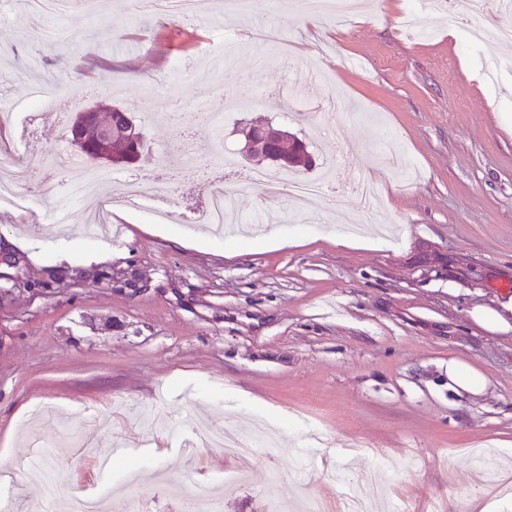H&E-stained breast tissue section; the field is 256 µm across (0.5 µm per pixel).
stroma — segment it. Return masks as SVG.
I'll return each mask as SVG.
<instances>
[{
  "label": "stroma",
  "mask_w": 512,
  "mask_h": 512,
  "mask_svg": "<svg viewBox=\"0 0 512 512\" xmlns=\"http://www.w3.org/2000/svg\"><path fill=\"white\" fill-rule=\"evenodd\" d=\"M485 43L467 39L468 0L404 27L402 11L321 16L270 0L226 18L211 0L194 24L106 0L87 12L72 0L47 17L56 40L29 39L34 18L0 0V71L18 70L0 113V159L25 140L70 151L75 113L102 103L142 117L147 149L129 166L171 213L152 234L129 204L112 207L111 260L53 263L57 239L82 240L87 204L60 167L21 180L25 208L0 205V477L8 512H22L42 487L15 469L26 459L22 429L35 404L52 446L45 467L60 499L111 494L143 512H173V489L201 473L223 512H268L271 504L320 495L338 512L330 473L386 467L390 496L405 512L444 497L446 512L482 501L472 444L512 457V43L486 0ZM276 37L255 43L257 22ZM234 41H226V34ZM67 61L59 81L74 96L26 127L34 84L51 79L41 59ZM184 63L173 72L174 59ZM233 77L239 98L263 108L224 118V144L257 118L303 138L318 161L347 155L340 180L373 182L365 210L346 197L299 199L228 180L240 220L280 215L273 231L299 238L267 249L269 231L211 237L198 224L208 173L177 172L164 186L159 153L210 152L213 134L182 132L214 108L208 92ZM358 111L323 120L334 94ZM95 415L103 441L117 439L112 470L57 443L62 426ZM270 429L242 484L219 479L220 448L185 450L192 426Z\"/></svg>",
  "instance_id": "35a3bbf8"
}]
</instances>
